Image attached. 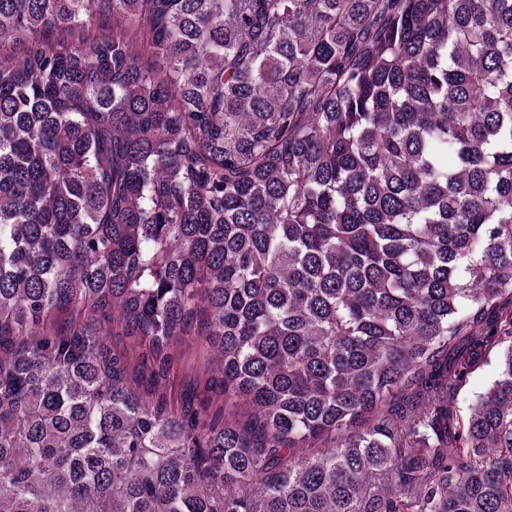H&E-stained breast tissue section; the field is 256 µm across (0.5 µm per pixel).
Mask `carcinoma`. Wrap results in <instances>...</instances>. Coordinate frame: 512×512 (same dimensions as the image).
Wrapping results in <instances>:
<instances>
[{"label":"carcinoma","instance_id":"cac0c4a2","mask_svg":"<svg viewBox=\"0 0 512 512\" xmlns=\"http://www.w3.org/2000/svg\"><path fill=\"white\" fill-rule=\"evenodd\" d=\"M5 43L0 512H512V0H0ZM495 372V358L491 356L488 363L474 370L468 377L467 383L459 396L460 414L467 411L469 400L476 394L485 390L490 384Z\"/></svg>","mask_w":512,"mask_h":512}]
</instances>
